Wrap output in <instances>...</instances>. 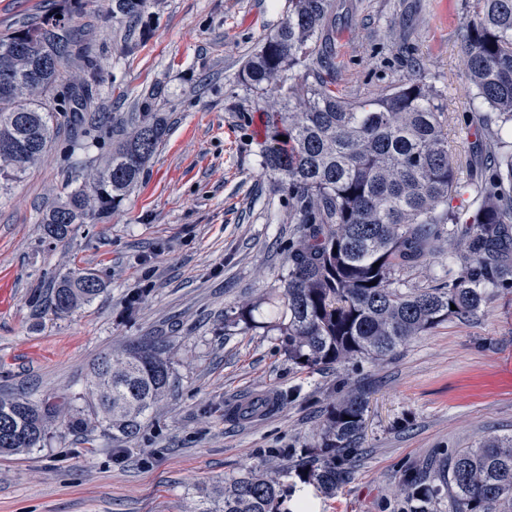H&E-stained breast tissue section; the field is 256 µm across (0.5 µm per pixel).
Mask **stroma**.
I'll return each mask as SVG.
<instances>
[{
  "label": "stroma",
  "mask_w": 512,
  "mask_h": 512,
  "mask_svg": "<svg viewBox=\"0 0 512 512\" xmlns=\"http://www.w3.org/2000/svg\"><path fill=\"white\" fill-rule=\"evenodd\" d=\"M63 0H0V32L58 11ZM465 0H336L337 89L384 95L412 72L448 105V142L463 161L472 138L466 56L457 37ZM288 0H155L136 23L112 0H81L73 24L103 81L96 138L73 151L60 130L46 156L0 196V396L60 406L42 447L0 453V512H194L224 477L270 466V448L311 446L336 384L368 395L354 474L336 497L289 476L310 512H400L402 471L483 436L512 434V294L470 320H448L376 362L299 370L273 337L224 333L225 308L257 300L287 267L298 238L288 199L260 166L266 115L238 79ZM158 89L170 131L141 182L110 214L64 240L43 215L74 166L102 167L113 119ZM87 269L104 284L69 315L49 304L55 281ZM162 340L174 385L132 439L69 429L85 407L92 363L138 341ZM301 386L267 414L229 411Z\"/></svg>",
  "instance_id": "stroma-1"
}]
</instances>
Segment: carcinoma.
Instances as JSON below:
<instances>
[{"label": "carcinoma", "instance_id": "obj_1", "mask_svg": "<svg viewBox=\"0 0 512 512\" xmlns=\"http://www.w3.org/2000/svg\"><path fill=\"white\" fill-rule=\"evenodd\" d=\"M151 0H112V18L135 21ZM333 0H288L277 28L261 38L240 80L266 98L262 169L288 197L298 239L278 284L254 302L224 312V331H263L288 362L310 373L344 360L385 359L410 337L451 317L474 318L495 295L512 293V0H467L459 29L472 86L474 140L465 155L467 180L448 147V112L441 95L410 75L385 95L350 101L336 93L329 51ZM73 10L0 34V59L20 45L10 86L0 81V194L22 181L60 127L57 87L62 68L81 59L66 83L75 146L92 126L99 84L96 64L80 56ZM144 97L112 154L90 180L74 176L64 199L42 217L46 234L65 239L74 224L108 214L140 182L168 135ZM472 198L452 204L458 188ZM462 247L446 255L448 273L422 287L405 277L443 252L449 238ZM102 290L91 272L61 275L52 308L75 312ZM163 345L140 343L90 368V405L105 433L133 437L170 386ZM312 448L276 449L284 461L272 473L251 470L224 479L196 512H279L295 474L324 497L351 475L363 429L366 393L341 380ZM55 406L0 397V452L41 447ZM401 512H512V435L483 437L471 448L442 454L434 475L412 466L400 478Z\"/></svg>", "mask_w": 512, "mask_h": 512}]
</instances>
